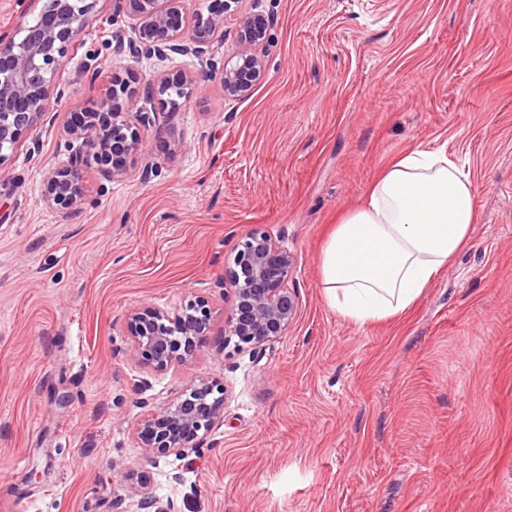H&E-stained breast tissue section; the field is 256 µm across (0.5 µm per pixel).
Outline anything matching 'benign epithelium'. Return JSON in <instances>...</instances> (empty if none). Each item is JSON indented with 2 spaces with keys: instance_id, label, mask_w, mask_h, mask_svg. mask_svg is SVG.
I'll list each match as a JSON object with an SVG mask.
<instances>
[{
  "instance_id": "obj_1",
  "label": "benign epithelium",
  "mask_w": 512,
  "mask_h": 512,
  "mask_svg": "<svg viewBox=\"0 0 512 512\" xmlns=\"http://www.w3.org/2000/svg\"><path fill=\"white\" fill-rule=\"evenodd\" d=\"M131 21L135 37L126 41L117 34V50L129 62L164 56L169 52L191 54L205 61L207 71L222 74L224 95L248 94L264 73L263 51L270 37V18L255 13L238 18L241 0H203L193 16L184 13L183 0H119ZM91 8L87 0H52L41 15L45 20L17 31H0V162L22 133L49 111L55 89L54 77L71 49V41ZM235 24L238 51L216 58L224 44L226 25ZM196 75L180 72L150 79L132 90L115 75L96 103L72 121L65 133L80 141V151L65 167H50L44 178V199L64 215L81 209L85 197L84 166H101L109 179L120 178L144 154L143 129L147 113L130 112L142 97L164 103L171 84L189 88ZM293 255L267 231L255 228L240 241L234 268L220 287L232 294L224 318V341L237 349L260 351L284 336L297 316ZM213 318L211 302L196 296L184 306L167 311L146 306L130 314L126 324L130 353L142 366L162 372L187 362L209 335ZM224 383L204 376L189 378L179 394L158 405L144 401L147 412L137 427L141 447L151 457L171 453L189 455L203 447L212 430L224 420ZM131 473L113 470V485L120 490L112 502L114 512H128L132 500L136 512H178L173 501L157 508L156 498L145 486H132Z\"/></svg>"
}]
</instances>
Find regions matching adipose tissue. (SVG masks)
Wrapping results in <instances>:
<instances>
[{
  "mask_svg": "<svg viewBox=\"0 0 512 512\" xmlns=\"http://www.w3.org/2000/svg\"><path fill=\"white\" fill-rule=\"evenodd\" d=\"M474 196L470 170L446 147L392 159L321 249L327 305L358 326L405 313L469 243Z\"/></svg>",
  "mask_w": 512,
  "mask_h": 512,
  "instance_id": "obj_1",
  "label": "adipose tissue"
}]
</instances>
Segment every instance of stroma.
Returning <instances> with one entry per match:
<instances>
[{"mask_svg": "<svg viewBox=\"0 0 512 512\" xmlns=\"http://www.w3.org/2000/svg\"><path fill=\"white\" fill-rule=\"evenodd\" d=\"M115 7L95 0L56 85L125 70ZM252 13L272 25L245 98L192 56L140 60V80L197 78L155 109L140 166H88L78 213L50 209L43 178L95 92L0 163V512H112L120 466L181 512H512V0H243ZM443 144L476 183L470 243L398 318L346 321L323 297L328 234L393 157ZM255 227L293 254L298 302L258 353L224 345L217 287ZM195 296L209 336L146 373L129 314ZM194 375L223 382V423L199 452L148 456L143 402Z\"/></svg>", "mask_w": 512, "mask_h": 512, "instance_id": "1", "label": "stroma"}]
</instances>
